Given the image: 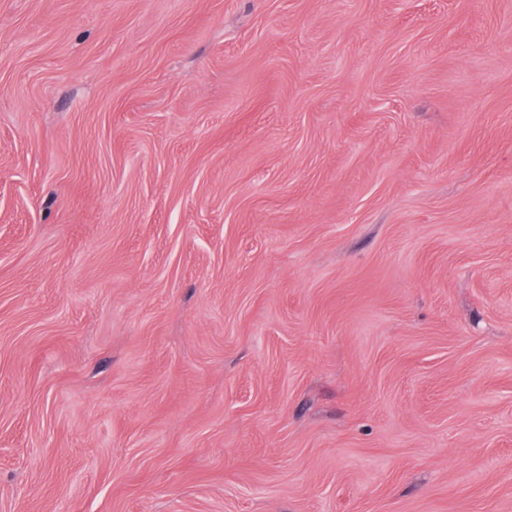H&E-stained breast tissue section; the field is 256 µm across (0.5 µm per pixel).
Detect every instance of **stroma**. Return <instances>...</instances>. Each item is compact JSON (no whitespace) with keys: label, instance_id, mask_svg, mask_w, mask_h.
Listing matches in <instances>:
<instances>
[{"label":"stroma","instance_id":"stroma-1","mask_svg":"<svg viewBox=\"0 0 512 512\" xmlns=\"http://www.w3.org/2000/svg\"><path fill=\"white\" fill-rule=\"evenodd\" d=\"M0 512H512V0H0Z\"/></svg>","mask_w":512,"mask_h":512}]
</instances>
